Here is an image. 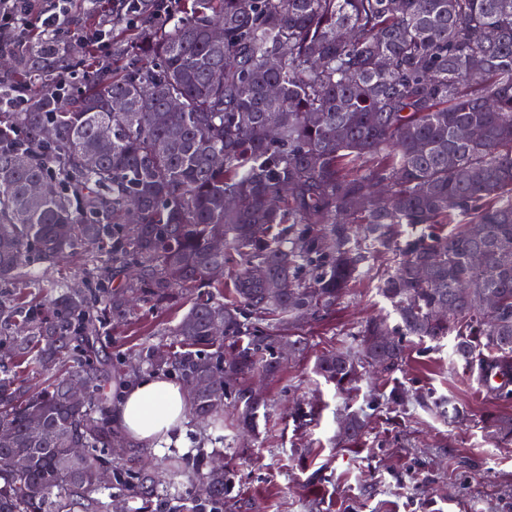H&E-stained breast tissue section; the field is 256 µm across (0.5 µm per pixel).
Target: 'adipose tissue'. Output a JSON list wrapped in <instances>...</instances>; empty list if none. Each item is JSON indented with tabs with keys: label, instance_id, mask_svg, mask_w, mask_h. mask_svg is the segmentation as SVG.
Segmentation results:
<instances>
[{
	"label": "adipose tissue",
	"instance_id": "ef3b65f1",
	"mask_svg": "<svg viewBox=\"0 0 512 512\" xmlns=\"http://www.w3.org/2000/svg\"><path fill=\"white\" fill-rule=\"evenodd\" d=\"M109 416L129 447L159 452L186 420L189 400L179 382L162 375L128 380L117 387Z\"/></svg>",
	"mask_w": 512,
	"mask_h": 512
}]
</instances>
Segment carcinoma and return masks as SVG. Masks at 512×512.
<instances>
[{
    "label": "carcinoma",
    "instance_id": "1",
    "mask_svg": "<svg viewBox=\"0 0 512 512\" xmlns=\"http://www.w3.org/2000/svg\"><path fill=\"white\" fill-rule=\"evenodd\" d=\"M177 2L161 18L140 0L138 23H112L103 55L42 37L7 52L0 89L23 90L26 104L0 108V283L18 282L33 258L60 267L79 255L87 286L56 283L46 307L0 300V512H110L114 498L139 503L136 512L231 510L236 474L213 472V450L171 449L160 480L134 449L112 456L102 411L112 363L98 336L133 301L189 300L168 347L137 357L178 376L209 440L224 439L226 401L233 426L254 430L267 403L251 378L302 356V323L326 316L378 251L400 255L377 286L395 321H366L316 374L345 392L367 369H398L408 339L451 337L453 357L512 397V0ZM213 27L223 42L211 41ZM76 70L90 81L73 94L60 81ZM115 98L125 111L109 109ZM172 100L180 117L167 122ZM464 127L481 136L459 138ZM216 153L224 166L212 165ZM56 174L60 190L29 197ZM285 184L288 197L270 207ZM218 226L222 254L209 246ZM215 265L231 272L213 281ZM254 266L265 279L250 276ZM23 363L55 373L33 389L18 382ZM75 377L87 386L79 405L67 391ZM482 422L512 443V417L488 411ZM364 432L361 416L345 415L342 442ZM16 457L29 459L25 472ZM100 468L112 471L107 488ZM186 479L199 487L188 505L158 490Z\"/></svg>",
    "mask_w": 512,
    "mask_h": 512
}]
</instances>
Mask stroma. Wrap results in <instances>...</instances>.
<instances>
[{"label":"stroma","instance_id":"stroma-1","mask_svg":"<svg viewBox=\"0 0 512 512\" xmlns=\"http://www.w3.org/2000/svg\"><path fill=\"white\" fill-rule=\"evenodd\" d=\"M391 266V256H375L336 308L306 325V354L263 383L268 406L256 436L225 430L217 448L238 471L232 491L238 512H512V444L489 439L479 423L488 410L512 416V400L492 393L477 367L453 359L447 344L411 339L402 367L349 394L315 372L317 357L337 337L389 312L376 284ZM183 313L137 307L125 325L106 328L102 349L130 370L134 351L166 343ZM396 387L451 400L464 417L454 421L417 404L392 408L388 396ZM296 399L315 411L310 424L291 418ZM345 409L368 422L367 435L350 446L336 441Z\"/></svg>","mask_w":512,"mask_h":512}]
</instances>
